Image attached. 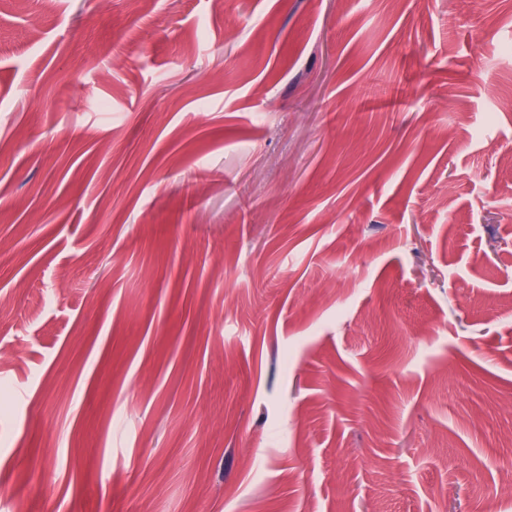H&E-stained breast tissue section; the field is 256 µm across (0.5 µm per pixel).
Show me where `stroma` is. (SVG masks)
Wrapping results in <instances>:
<instances>
[{
	"label": "stroma",
	"mask_w": 512,
	"mask_h": 512,
	"mask_svg": "<svg viewBox=\"0 0 512 512\" xmlns=\"http://www.w3.org/2000/svg\"><path fill=\"white\" fill-rule=\"evenodd\" d=\"M495 143L512 0H0V512H480Z\"/></svg>",
	"instance_id": "1"
}]
</instances>
